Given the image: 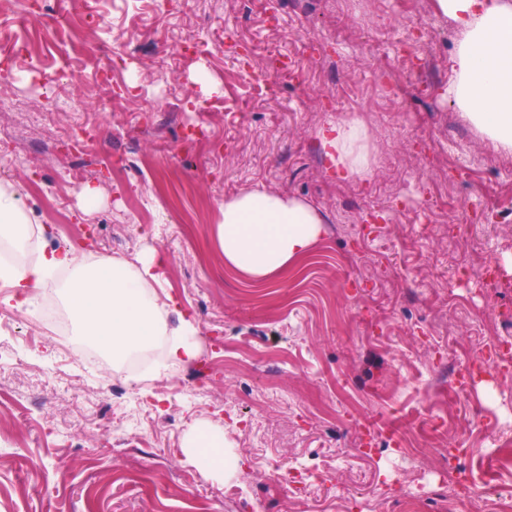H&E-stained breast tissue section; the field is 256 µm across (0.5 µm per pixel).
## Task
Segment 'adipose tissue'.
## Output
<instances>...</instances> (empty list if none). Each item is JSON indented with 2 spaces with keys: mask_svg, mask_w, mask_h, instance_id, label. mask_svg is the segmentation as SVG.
I'll return each instance as SVG.
<instances>
[{
  "mask_svg": "<svg viewBox=\"0 0 512 512\" xmlns=\"http://www.w3.org/2000/svg\"><path fill=\"white\" fill-rule=\"evenodd\" d=\"M437 13L457 28L448 58L453 78L448 96L478 133L500 150L512 153V0H434ZM318 137L339 176L368 167V132L358 120L346 119L322 128ZM222 220L212 241L225 267L261 283L307 256L323 234V218L302 198L262 188H247L221 207ZM29 217L16 193L0 186V240L14 255L0 259V286L9 288L7 305L20 308L31 291L65 276L66 305L84 336L110 351L113 360L161 347L163 358L152 372L168 376L192 362L198 353L196 323L175 313L172 298H161L155 270L163 252L151 247L132 258L104 257L87 262L70 247L17 261L27 239ZM176 324H169V316ZM209 437L223 447L220 427L192 426L184 452L199 462L206 475L231 470L230 459L202 455L200 442Z\"/></svg>",
  "mask_w": 512,
  "mask_h": 512,
  "instance_id": "ef3b65f1",
  "label": "adipose tissue"
}]
</instances>
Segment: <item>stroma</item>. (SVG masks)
<instances>
[{
  "mask_svg": "<svg viewBox=\"0 0 512 512\" xmlns=\"http://www.w3.org/2000/svg\"><path fill=\"white\" fill-rule=\"evenodd\" d=\"M0 12V185L43 232L32 249L128 258L199 327L173 377L126 379L79 335L58 289L0 301V512H472L473 471L512 502V377L456 369L512 343V153L445 94L456 33L433 0H59ZM362 120L377 161L337 178L316 137ZM93 130L79 155L75 135ZM100 190L83 211L86 185ZM322 214L313 253L267 284L227 269L219 203L251 187ZM496 268L485 286L461 268ZM52 305L63 320L42 324ZM224 430L233 475L182 448ZM458 449L449 460V449ZM310 460L299 503L269 471ZM203 436H208L215 445L221 450L222 455L219 460L211 456L201 457L200 442ZM224 430L221 427H202L199 425L192 426L185 436L184 452L191 459L197 461L204 474L211 476L224 473L234 468L235 463L231 464V460L225 452L224 459Z\"/></svg>",
  "mask_w": 512,
  "mask_h": 512,
  "instance_id": "obj_1",
  "label": "stroma"
}]
</instances>
